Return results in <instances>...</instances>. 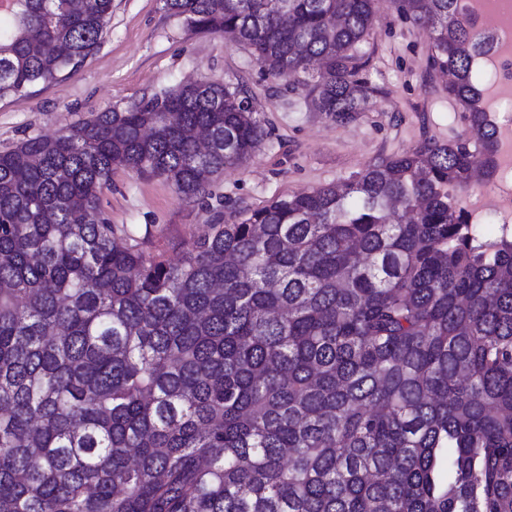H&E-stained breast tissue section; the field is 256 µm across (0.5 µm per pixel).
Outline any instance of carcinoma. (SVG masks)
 Masks as SVG:
<instances>
[{"label":"carcinoma","instance_id":"carcinoma-1","mask_svg":"<svg viewBox=\"0 0 512 512\" xmlns=\"http://www.w3.org/2000/svg\"><path fill=\"white\" fill-rule=\"evenodd\" d=\"M460 2L401 13L464 135L213 224L177 262L99 195L118 167L202 195L267 137L241 91L180 84L0 153V512H512V225L485 236L457 197L496 143ZM164 3L338 124L379 93L374 0ZM111 13L17 0L0 99L80 66Z\"/></svg>","mask_w":512,"mask_h":512}]
</instances>
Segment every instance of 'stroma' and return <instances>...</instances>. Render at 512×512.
<instances>
[{
	"label": "stroma",
	"mask_w": 512,
	"mask_h": 512,
	"mask_svg": "<svg viewBox=\"0 0 512 512\" xmlns=\"http://www.w3.org/2000/svg\"><path fill=\"white\" fill-rule=\"evenodd\" d=\"M362 50L363 76L378 93L356 121L339 125L313 111L302 89L265 76L246 45L193 30L163 0H112L100 43L79 68L0 99V152L186 81L242 89L268 136L244 165L214 176L204 195L187 198L162 178L122 168L100 195L111 223L143 237L146 251L177 260L182 242L209 225L346 180L423 139L445 143L464 133L461 110L431 64L428 36L402 17L396 0L379 4Z\"/></svg>",
	"instance_id": "obj_1"
}]
</instances>
